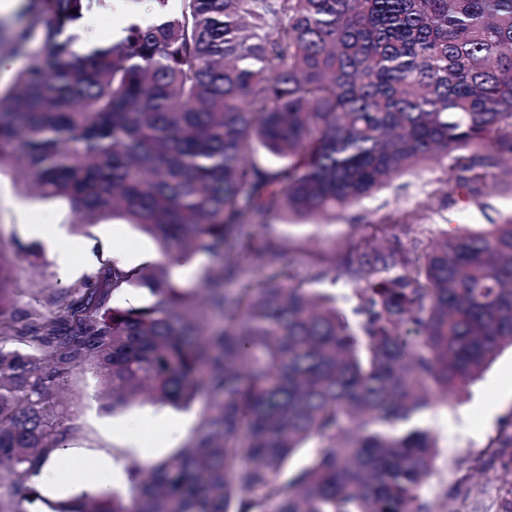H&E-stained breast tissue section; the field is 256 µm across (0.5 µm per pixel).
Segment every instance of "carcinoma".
<instances>
[{"instance_id":"carcinoma-1","label":"carcinoma","mask_w":512,"mask_h":512,"mask_svg":"<svg viewBox=\"0 0 512 512\" xmlns=\"http://www.w3.org/2000/svg\"><path fill=\"white\" fill-rule=\"evenodd\" d=\"M132 2L144 17L85 51L70 28L110 0H31L14 51L38 37L43 54L0 92V168L78 226L120 218L216 265L201 294L159 261H107L20 322L0 245V465H44L52 392L88 366L114 410L202 394L211 410L125 490L53 512H440L419 418L512 346V215L409 247L374 235L295 282L256 228L334 218L446 160L458 188L491 165L512 190V0ZM245 265L268 273L235 292ZM325 281L352 285L357 322ZM139 288L146 305L111 304ZM490 447L494 512H512V422ZM32 493L13 485L0 512Z\"/></svg>"}]
</instances>
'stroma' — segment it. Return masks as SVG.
Listing matches in <instances>:
<instances>
[{
	"mask_svg": "<svg viewBox=\"0 0 512 512\" xmlns=\"http://www.w3.org/2000/svg\"><path fill=\"white\" fill-rule=\"evenodd\" d=\"M27 6V0H10L0 10V89L8 87L27 60L13 54L10 34ZM480 196L456 188L445 168L435 165L416 174H407L392 185L337 214L323 225H296L273 221L258 229L262 238L279 243L277 266L289 280L307 276L312 257L328 254L347 244L370 237L376 225L385 223L392 211L420 210L421 218L409 227L389 228L390 241L409 245L418 240L429 243L443 232L466 229L482 233L492 222L512 214V190L500 182L497 168L483 170ZM70 205L63 200H39L25 195L14 169L0 170V245L14 259L15 294L11 310L22 314L45 309L50 299L64 289L92 279L103 260L113 255L129 256L131 265L158 260L154 242L122 220L113 219L77 230L71 226ZM42 225L44 238L30 237L25 227ZM68 225L63 248L71 256L73 270L62 273L53 245L55 227ZM512 385V348H504L474 382L466 384L449 405L426 411L423 423L438 437L439 455L436 473L422 489L423 500L444 503L453 488L475 482L478 492L471 502L490 506L501 491L495 479L496 466L485 453L491 438L498 435L512 417V396L504 398L492 390L495 382ZM58 392L65 411L58 427L65 436L68 452L56 456L53 470L61 486L54 490L36 488L31 500L23 502V512H51L53 503L69 499V486L75 472H82L83 484L97 481L92 459L112 458L124 477H131L135 456L149 449L147 463H154L181 447L194 436L205 419L209 401L198 397L185 408L131 403L113 410L100 395L99 381L93 370L83 367L70 372L59 384Z\"/></svg>",
	"mask_w": 512,
	"mask_h": 512,
	"instance_id": "obj_1",
	"label": "stroma"
}]
</instances>
